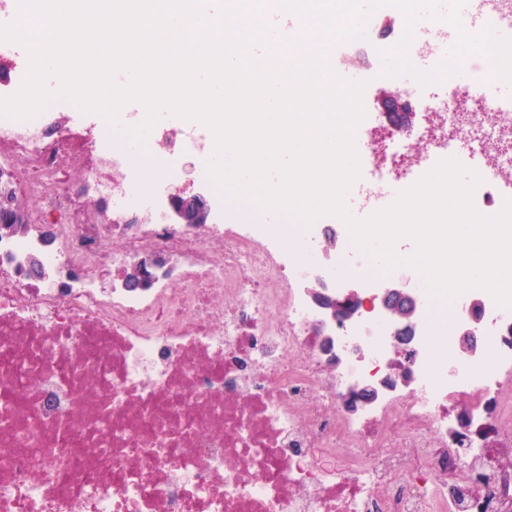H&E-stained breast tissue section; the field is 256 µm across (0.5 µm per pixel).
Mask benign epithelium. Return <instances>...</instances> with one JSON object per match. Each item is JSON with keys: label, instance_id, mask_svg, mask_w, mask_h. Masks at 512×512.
<instances>
[{"label": "benign epithelium", "instance_id": "benign-epithelium-1", "mask_svg": "<svg viewBox=\"0 0 512 512\" xmlns=\"http://www.w3.org/2000/svg\"><path fill=\"white\" fill-rule=\"evenodd\" d=\"M376 109L386 118V128L378 137L384 143L395 131L411 124L412 104L402 90L388 85L380 89L374 100ZM212 207L209 198L201 191L180 192L169 196L165 218L171 224H185L201 228L211 219ZM25 208L20 204V196L14 186L13 173L8 168L0 169V237H13L25 231ZM133 272L122 279L123 285L130 289L151 287L157 280L172 276L174 265L162 256L147 253L140 256L132 265ZM306 293L320 307L323 314L336 322L339 327L355 323V315L365 309L375 312L392 325L391 342L403 355L404 376L410 377L412 368L418 365L420 351L417 328L421 317V307L415 289L407 283L390 281L371 296L364 289L348 281L329 280L319 273L311 275L306 282ZM481 301H472V316L456 326V335L460 347L471 354L481 351L479 333L482 331V315L477 312ZM397 380L386 376L374 383L349 394L342 400V407L354 413L371 403L387 390L393 389Z\"/></svg>", "mask_w": 512, "mask_h": 512}]
</instances>
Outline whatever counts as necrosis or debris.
<instances>
[{
    "label": "necrosis or debris",
    "mask_w": 512,
    "mask_h": 512,
    "mask_svg": "<svg viewBox=\"0 0 512 512\" xmlns=\"http://www.w3.org/2000/svg\"><path fill=\"white\" fill-rule=\"evenodd\" d=\"M444 84L434 95L408 84L424 119L385 149L375 124H358L373 184L411 187L464 141L482 159L474 206L496 215L485 200L512 181V113L472 86ZM68 106L57 99L27 120L0 117V161L20 195L61 218L51 250L34 220L27 236L0 238V512H496L512 496V480L491 477L484 442L490 429L512 438V307L481 290L444 316L420 281L422 362L409 385L361 415L341 414L347 390L386 373L392 328L363 313L366 352L329 365L319 313L298 283L320 272L371 290L367 262L327 263L313 228L233 203L206 234L166 223L147 204L152 183L100 132L90 185L113 211L99 223L73 208L56 177L47 130ZM152 131L171 181L186 159L213 154L209 129L160 120ZM152 252L176 261L179 287L97 286L96 274L123 275ZM33 253L39 278L20 269ZM476 298L488 346L439 365L436 346L455 347ZM467 394L459 434L448 402ZM395 446L417 454L392 455Z\"/></svg>",
    "instance_id": "obj_1"
}]
</instances>
